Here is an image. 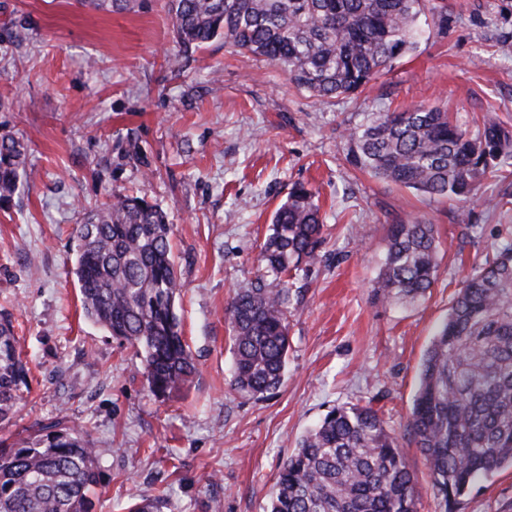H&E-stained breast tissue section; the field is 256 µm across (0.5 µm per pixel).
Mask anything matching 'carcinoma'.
<instances>
[{
  "label": "carcinoma",
  "instance_id": "carcinoma-1",
  "mask_svg": "<svg viewBox=\"0 0 512 512\" xmlns=\"http://www.w3.org/2000/svg\"><path fill=\"white\" fill-rule=\"evenodd\" d=\"M179 53L224 46L278 65L318 101L365 90L412 52L420 17L438 27L443 5L424 0H169ZM347 159L373 177L430 197L463 202L480 176L512 159V129L486 115L471 134L435 106L375 112L346 137ZM24 147L0 138V200L25 173ZM315 192L294 185L275 211L260 252L258 285L227 307L235 375L248 395L277 389L289 350L290 279L321 261L323 221ZM73 274L84 316L142 357L149 393L164 398L192 381L196 366L176 312L180 285L166 215L121 190L75 227ZM437 271L434 224H392L373 288L386 299H415ZM11 317L0 315V422L28 387ZM417 448L446 512L471 487L512 468V242L463 276L448 317L428 345L401 436L372 402L329 410L280 468L269 512H418L420 491L401 440ZM99 481L94 448L58 420L10 444L0 441V512H92ZM141 495L128 512H163Z\"/></svg>",
  "mask_w": 512,
  "mask_h": 512
}]
</instances>
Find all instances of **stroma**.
<instances>
[{"label":"stroma","mask_w":512,"mask_h":512,"mask_svg":"<svg viewBox=\"0 0 512 512\" xmlns=\"http://www.w3.org/2000/svg\"><path fill=\"white\" fill-rule=\"evenodd\" d=\"M430 29L361 94L321 104L276 65L223 38L179 56L164 0H0V136L26 147L28 180L0 205V314H10L29 390L0 438L57 419L81 428L99 461L92 512H127L137 494L165 512H266L277 474L333 406L374 400L403 432L423 354L466 266L512 241V176L483 177L462 235L457 201L433 199L347 163L344 135L373 112L418 105L477 131L512 123V0H444ZM179 56L171 69L170 56ZM318 193L322 261L293 286L284 381L253 397L231 386L225 310L259 275L260 247L294 184ZM120 189L168 214L193 381L155 399L133 348L82 312L73 229ZM438 231L425 296L385 302L372 285L389 225ZM458 512H512V470L480 482Z\"/></svg>","instance_id":"stroma-1"}]
</instances>
